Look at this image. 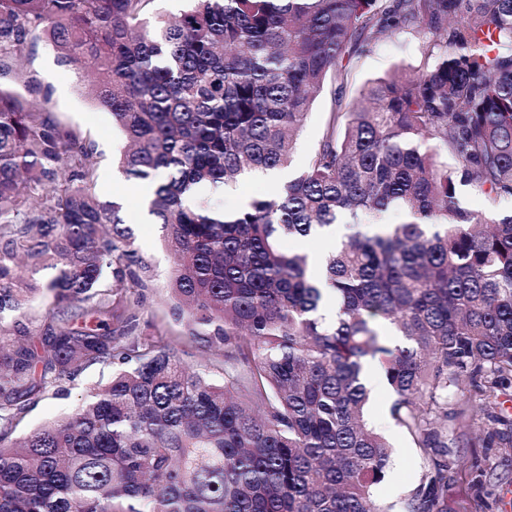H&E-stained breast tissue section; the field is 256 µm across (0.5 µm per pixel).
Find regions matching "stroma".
Returning <instances> with one entry per match:
<instances>
[{
	"instance_id": "1",
	"label": "stroma",
	"mask_w": 512,
	"mask_h": 512,
	"mask_svg": "<svg viewBox=\"0 0 512 512\" xmlns=\"http://www.w3.org/2000/svg\"><path fill=\"white\" fill-rule=\"evenodd\" d=\"M418 57L419 43L410 33L403 32L381 39L372 52L356 63L343 90L344 101L352 102L366 82L384 76L396 64H413ZM32 67L43 89L50 94L49 107L61 130L82 131L96 145L95 195L100 200L108 201L113 194H120L125 212L129 216H136L138 197L120 192L118 184L112 181L113 175L119 171L116 159L124 147V140L113 124L111 115L95 106L77 80L74 69L61 65L56 51L48 43L38 44ZM333 97L334 90L329 87L317 100L313 113L298 138L291 173H298L305 167L320 140L333 108ZM134 247L144 264L151 269L144 285L131 283L127 286L128 293L140 291L144 294L138 313V334L153 341L177 340L184 336L185 328L174 321L166 301V279L175 265V258L164 242L161 226L137 225ZM51 275V270L47 269L33 276H25L24 285L32 289L30 301L22 310L5 314V322L16 321L32 331L44 326L54 307L51 294L44 288ZM110 372V367L106 365L82 367L74 379L66 383L62 395L29 400L27 409L12 434L13 439H22L43 423L75 412L81 405L87 388L107 378ZM392 401L393 395L389 387H382L371 400L367 418L374 427L385 433L393 447L390 467L377 489V494L380 498L399 505L403 503L408 492L418 486L429 459L391 418L389 409ZM477 457L483 459L485 468L494 470L496 474L495 480L487 486L496 502L493 512H512V450L506 448L489 451L478 447L453 449L448 469L452 482V499L464 501L469 512H481L471 490L472 462Z\"/></svg>"
}]
</instances>
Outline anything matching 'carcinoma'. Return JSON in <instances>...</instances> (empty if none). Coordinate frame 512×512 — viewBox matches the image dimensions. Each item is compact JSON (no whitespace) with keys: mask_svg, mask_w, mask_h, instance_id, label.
I'll use <instances>...</instances> for the list:
<instances>
[{"mask_svg":"<svg viewBox=\"0 0 512 512\" xmlns=\"http://www.w3.org/2000/svg\"><path fill=\"white\" fill-rule=\"evenodd\" d=\"M0 0V314L22 272L55 270L36 345L0 321V512H391L375 488L390 446L365 419L366 364L391 417L431 453L405 512H448V456L512 447V0ZM408 30L414 65L331 112L307 166L216 216L189 204L286 169L313 104L349 65ZM89 64V94L127 140V177L178 256L170 312L213 355L135 334L140 300L103 288L142 266L122 206L92 191L95 146L62 131L29 68L39 41ZM398 211L404 220L383 224ZM344 224L323 277L288 247ZM337 317L320 311L324 290ZM124 324L120 334L112 319ZM113 366L71 415L8 441L33 396L77 363ZM455 407L448 408V401Z\"/></svg>","mask_w":512,"mask_h":512,"instance_id":"1","label":"carcinoma"}]
</instances>
